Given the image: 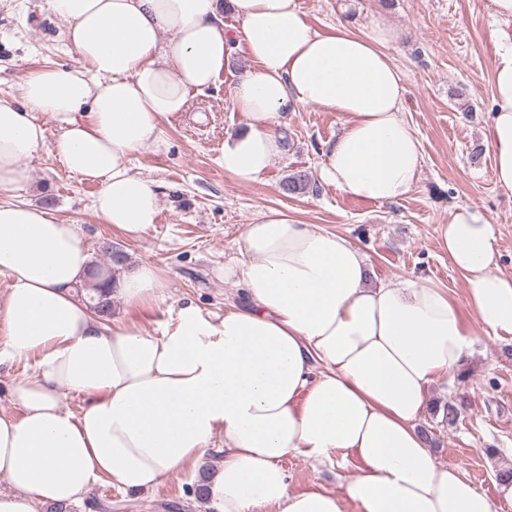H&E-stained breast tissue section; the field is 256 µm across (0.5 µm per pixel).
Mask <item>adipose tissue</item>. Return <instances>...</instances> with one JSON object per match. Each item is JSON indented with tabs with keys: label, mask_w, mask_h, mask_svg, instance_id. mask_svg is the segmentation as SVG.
<instances>
[{
	"label": "adipose tissue",
	"mask_w": 512,
	"mask_h": 512,
	"mask_svg": "<svg viewBox=\"0 0 512 512\" xmlns=\"http://www.w3.org/2000/svg\"><path fill=\"white\" fill-rule=\"evenodd\" d=\"M62 19L75 66L31 71L19 95L0 93V191L28 180L26 160L50 149L98 190L92 208L128 235L155 224L159 196L135 153L192 94L219 79L235 47L255 68L229 92L243 127L221 147L225 173L259 182L285 147L282 112L315 105L344 129L326 143L320 181L379 203L407 197L422 144L403 117L406 87L379 13L364 27L315 30L300 0H45ZM237 19L224 23L225 12ZM493 112L487 132L494 183L512 190V31L494 30ZM59 123L48 138L36 119ZM467 284L465 305L425 281L378 283L346 236L287 212H260L227 268L247 304L216 319L182 307L157 337L98 322L77 290L90 252L77 225L31 204L0 203V275L7 351L36 357L0 413V512L68 505L101 480L139 492L202 465L215 434L224 458L208 484L214 512H496L460 470L438 463L418 422L429 387L471 354L472 313L485 331L512 336V276L484 210L453 209L439 229ZM151 265L116 279L131 306L162 300ZM84 395L73 413L65 393ZM354 455L343 493L292 484L282 465Z\"/></svg>",
	"instance_id": "obj_1"
}]
</instances>
